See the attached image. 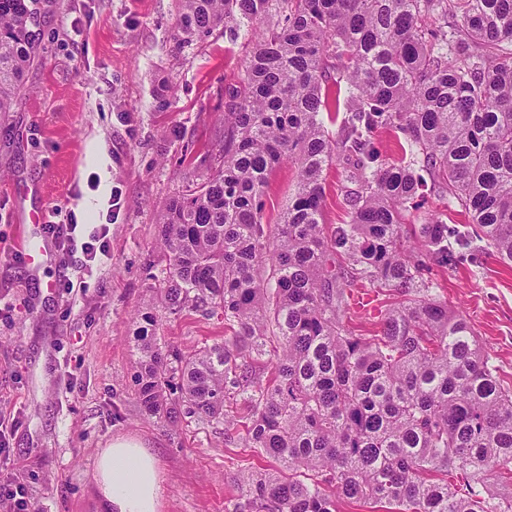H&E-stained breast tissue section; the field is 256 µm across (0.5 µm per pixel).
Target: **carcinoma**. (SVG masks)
I'll return each mask as SVG.
<instances>
[{"instance_id": "obj_1", "label": "carcinoma", "mask_w": 512, "mask_h": 512, "mask_svg": "<svg viewBox=\"0 0 512 512\" xmlns=\"http://www.w3.org/2000/svg\"><path fill=\"white\" fill-rule=\"evenodd\" d=\"M272 0H180V45L234 14L259 24ZM243 85L224 104L215 171L160 215L158 306L224 322L230 338L184 352L134 331L137 400L149 416L245 427L272 471L239 481L233 512H512V382L427 274L478 252L512 262V0H282ZM41 0H0V116L39 54ZM346 107L332 137L328 62ZM381 129L413 158L385 162ZM296 167L279 223H262L268 178ZM360 191L350 220L322 223L324 169ZM468 225L409 205L427 180ZM396 293L379 330L344 320L357 283Z\"/></svg>"}]
</instances>
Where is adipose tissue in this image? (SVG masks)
Instances as JSON below:
<instances>
[{
    "label": "adipose tissue",
    "mask_w": 512,
    "mask_h": 512,
    "mask_svg": "<svg viewBox=\"0 0 512 512\" xmlns=\"http://www.w3.org/2000/svg\"><path fill=\"white\" fill-rule=\"evenodd\" d=\"M94 487L99 512H159L156 457L132 439H116L97 456Z\"/></svg>",
    "instance_id": "ef3b65f1"
}]
</instances>
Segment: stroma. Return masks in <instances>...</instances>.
Returning <instances> with one entry per match:
<instances>
[{
	"instance_id": "obj_1",
	"label": "stroma",
	"mask_w": 512,
	"mask_h": 512,
	"mask_svg": "<svg viewBox=\"0 0 512 512\" xmlns=\"http://www.w3.org/2000/svg\"><path fill=\"white\" fill-rule=\"evenodd\" d=\"M178 9L179 0H47L27 90L0 120V487L22 488L36 512H96L95 460L120 436L156 455L160 512H232L233 475L274 467L225 443L223 427L144 417L135 396L131 336L138 311L155 304L158 217L188 180L211 173L225 93L254 44L238 17L178 46ZM295 185L292 164L270 175L264 223L279 221ZM323 186L324 223H346L340 165ZM40 212L76 223L82 239L109 224L107 259L90 272L78 252L37 268L13 259L20 225ZM431 279L512 381V264L484 255ZM392 301L354 287L345 320L371 333ZM159 320L162 340L185 351L225 337L215 319Z\"/></svg>"
}]
</instances>
